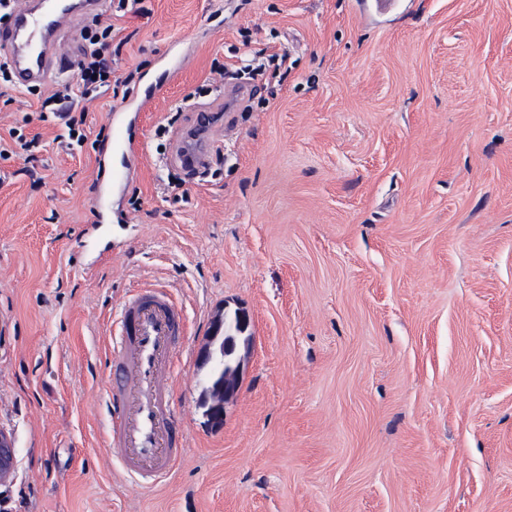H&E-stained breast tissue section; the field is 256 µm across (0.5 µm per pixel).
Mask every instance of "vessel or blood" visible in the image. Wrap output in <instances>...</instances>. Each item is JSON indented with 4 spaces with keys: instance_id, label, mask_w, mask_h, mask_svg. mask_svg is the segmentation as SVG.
Returning a JSON list of instances; mask_svg holds the SVG:
<instances>
[{
    "instance_id": "1",
    "label": "vessel or blood",
    "mask_w": 512,
    "mask_h": 512,
    "mask_svg": "<svg viewBox=\"0 0 512 512\" xmlns=\"http://www.w3.org/2000/svg\"><path fill=\"white\" fill-rule=\"evenodd\" d=\"M106 0H12L9 18L0 25V60L7 62L13 85L21 90L43 86L69 74L76 51V28L83 17L98 15ZM178 46L161 58V81L149 93L108 112L112 144L122 166L101 161L96 180L100 193L85 226L89 241L111 240L123 216L112 207V193L130 176L142 141L136 133L140 112L158 95L163 82L182 69ZM213 108H198L194 128L212 129L205 147L193 148L188 134H174L173 159L185 171L203 168L208 152L223 148L224 135L214 131ZM185 318L163 287L142 288L122 306L118 332L111 338L110 379L102 405L109 412L107 448L141 489H154L182 456L185 437L175 421L171 378L185 351Z\"/></svg>"
}]
</instances>
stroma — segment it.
<instances>
[{"instance_id": "obj_1", "label": "stroma", "mask_w": 512, "mask_h": 512, "mask_svg": "<svg viewBox=\"0 0 512 512\" xmlns=\"http://www.w3.org/2000/svg\"><path fill=\"white\" fill-rule=\"evenodd\" d=\"M108 49L81 153L29 94L0 86V430L16 449L0 512H512V0H144ZM182 41L142 112L139 167L114 199L112 253L86 249L94 173L119 98ZM287 51L268 107L230 113L224 163L164 189L177 112L241 55ZM185 312L175 376L186 448L166 483L108 464L107 336L136 288ZM253 336L214 426L202 352L217 318Z\"/></svg>"}]
</instances>
